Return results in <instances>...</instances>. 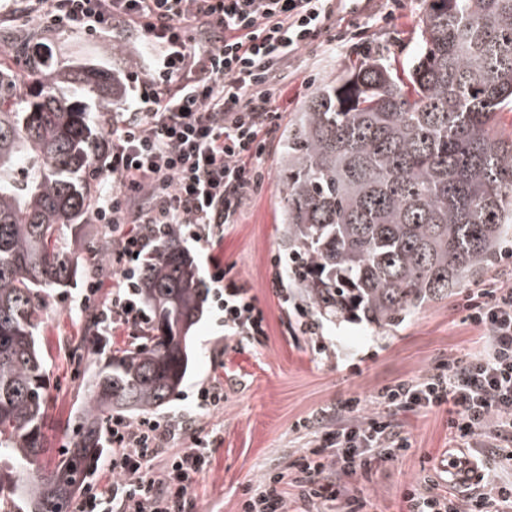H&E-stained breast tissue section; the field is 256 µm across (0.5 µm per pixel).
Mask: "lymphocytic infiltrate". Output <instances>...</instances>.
Listing matches in <instances>:
<instances>
[{"label": "lymphocytic infiltrate", "instance_id": "lymphocytic-infiltrate-1", "mask_svg": "<svg viewBox=\"0 0 512 512\" xmlns=\"http://www.w3.org/2000/svg\"><path fill=\"white\" fill-rule=\"evenodd\" d=\"M361 7L362 0H0V21L34 15L45 29L102 40L124 26L153 50L148 66L125 72L131 101L104 131L112 140L113 184L99 190L94 219L112 235L114 282L106 299L100 282H88L74 304L93 315L98 335H144L150 318L140 305L141 269L174 233L206 254L210 302L225 340L266 337L254 296L226 278L213 250L225 227L237 223L244 197L265 181L260 159L277 128L283 69L335 28L337 17ZM466 309L468 321L486 332L478 350L379 390L381 410L367 421L355 417L361 398L350 397L335 419L297 422L312 436L311 448L290 475L266 473L241 512H287L285 481L297 490L300 512H321L340 497L354 512L357 491L338 484V476L367 474L404 455L411 443L397 413L448 404L454 442L488 449L509 470L463 497L439 492L432 481L410 486L407 512H490L494 504L512 512V286L479 290ZM193 405L164 420H107L112 480L88 488L76 512H185L213 441L197 428V415L223 410V383H200Z\"/></svg>", "mask_w": 512, "mask_h": 512}]
</instances>
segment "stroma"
<instances>
[{
  "instance_id": "35a3bbf8",
  "label": "stroma",
  "mask_w": 512,
  "mask_h": 512,
  "mask_svg": "<svg viewBox=\"0 0 512 512\" xmlns=\"http://www.w3.org/2000/svg\"><path fill=\"white\" fill-rule=\"evenodd\" d=\"M384 7V0H369L364 11L340 17L335 34L345 42L335 56H327L316 43L299 52L281 81L280 126L294 119L318 85L342 75L351 60L377 48L399 63L411 58L423 0H404L403 9L388 21L378 16ZM0 29L15 40L49 51L60 68L87 63L119 70L126 68L128 59L140 62L146 56L142 36L124 30L115 32L111 40L99 41L71 30L44 31L26 17L1 22ZM116 45L121 54H113ZM280 146V137L270 140L263 158L267 180L247 197L238 223L227 228L217 249L231 275L251 288L266 317L268 337L262 342L224 340L211 311H204L192 330L193 362L182 393L160 410L165 416L186 409L187 395L199 381L215 379L224 384L223 411L197 421L202 431L218 430L219 437L212 445L209 468L193 484L189 512H240L248 487L265 472L283 469L305 452L308 439L294 428L299 420L334 413L338 403L352 396L364 402L362 417H371L377 412L373 397L383 387L417 378L481 346L483 333L465 322L464 304L480 289L512 279V260L506 257L512 251L510 238L502 245L504 259L466 287L455 289L448 299L419 309L398 328L317 315L315 332L306 331L294 314L299 302L296 291L284 295L273 284L272 260L287 254L281 232ZM81 232L85 247L78 253V265L83 275L68 287L44 290L43 321L37 332L50 374L44 434L51 463L69 445L68 421L84 402L87 381L109 358L108 353L79 343L85 319L75 313L73 304L96 267L109 265L95 252L107 238L104 226L88 214ZM448 419L444 407L400 416L411 442L405 455L375 467L369 478L356 475L341 480L346 487L360 489L359 512H406L405 491L427 480L437 481L440 491H447L442 462L451 453L469 459L477 475H491L493 464L481 449L449 451Z\"/></svg>"
}]
</instances>
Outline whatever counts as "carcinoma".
Returning a JSON list of instances; mask_svg holds the SVG:
<instances>
[{
	"mask_svg": "<svg viewBox=\"0 0 512 512\" xmlns=\"http://www.w3.org/2000/svg\"><path fill=\"white\" fill-rule=\"evenodd\" d=\"M417 47L399 66L374 51L312 92L281 137L283 236L304 301L397 327L463 288L512 235V0H425ZM0 67V498L69 512L103 450L100 420L147 415L179 392L204 285L176 235L142 268L151 332L87 384L71 446L43 462L47 365L41 293L78 273L103 110L124 95L97 66Z\"/></svg>",
	"mask_w": 512,
	"mask_h": 512,
	"instance_id": "1",
	"label": "carcinoma"
}]
</instances>
